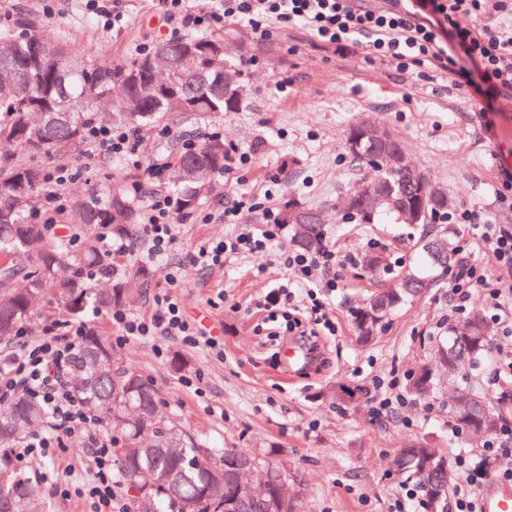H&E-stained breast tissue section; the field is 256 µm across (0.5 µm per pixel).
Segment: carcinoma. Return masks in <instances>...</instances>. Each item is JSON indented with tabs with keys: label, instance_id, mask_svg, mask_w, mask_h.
<instances>
[{
	"label": "carcinoma",
	"instance_id": "carcinoma-1",
	"mask_svg": "<svg viewBox=\"0 0 512 512\" xmlns=\"http://www.w3.org/2000/svg\"><path fill=\"white\" fill-rule=\"evenodd\" d=\"M54 42L28 22L0 28V145L20 148L32 161L19 163L0 153V259L7 286L0 291V339L16 335L19 325L32 314L43 291L57 288L58 305L73 315L90 310L130 305L141 297L148 271L130 269L121 280L104 288L90 282L87 271L105 260L102 234L133 238L141 213L138 201L116 187L71 198V212L85 228L75 248L64 240L47 241L46 225L36 220L37 196L44 191L47 174L33 159L59 155L86 142L87 129L107 121L112 125L158 124L172 112L216 114L235 112L243 97L239 84L224 82V73H235V58L224 52V41L208 36L168 41L170 59L189 45L199 49L197 71L171 70L168 100L150 88L147 69L152 53L107 67L81 60L68 45L47 60L43 46ZM347 155L364 178L401 184L399 169L380 167L368 144ZM224 138L207 137L195 148L179 153L170 167L168 187L178 200L179 211L196 208L213 188V179L224 172ZM373 224L384 217L404 220L388 201L376 202L373 212H354ZM291 242L307 249L319 241L321 219L313 224L291 225ZM423 263L432 270H448L456 255V228L449 224L436 234L421 238ZM436 279L408 273L394 288L374 294L366 304L351 310L360 338L368 341L387 315L412 300ZM464 330L448 327V341L438 346L449 368L477 363L488 352L490 328L480 310L468 312ZM441 365L426 363L414 373L409 390L425 397L433 390ZM71 379L81 395L106 419L114 437V468L123 486L131 489L149 483L137 500V512H274L275 493L256 499L239 488V465L249 454L234 448L209 450L157 418L159 391L117 356L108 338L95 330L84 337L72 364ZM455 428L467 431V444L480 443L501 426L502 414L484 395L464 385L448 406ZM48 417L37 402L18 398L0 408V478L12 460L3 445L31 432ZM393 469L418 486L425 512H447L451 474L445 454L427 441L414 442L393 458ZM38 488L23 479L0 486V512H36Z\"/></svg>",
	"mask_w": 512,
	"mask_h": 512
}]
</instances>
